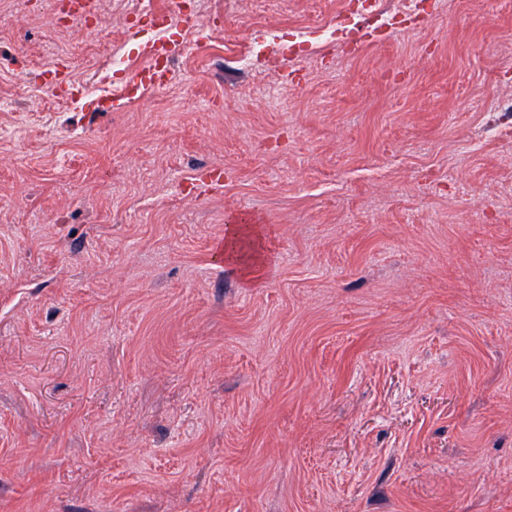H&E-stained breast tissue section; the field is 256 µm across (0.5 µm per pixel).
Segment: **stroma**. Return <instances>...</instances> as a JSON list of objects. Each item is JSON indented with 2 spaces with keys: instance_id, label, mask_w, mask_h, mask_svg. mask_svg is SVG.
Returning a JSON list of instances; mask_svg holds the SVG:
<instances>
[{
  "instance_id": "1",
  "label": "stroma",
  "mask_w": 512,
  "mask_h": 512,
  "mask_svg": "<svg viewBox=\"0 0 512 512\" xmlns=\"http://www.w3.org/2000/svg\"><path fill=\"white\" fill-rule=\"evenodd\" d=\"M126 2L0 0V512H512V0H208L98 111ZM202 0H186V2L182 6V2H180V13L182 16V26H175L171 23V21L165 15L161 14L160 18L162 20L161 24L156 25L157 31L166 32L168 27L175 26L176 28H181L183 31L182 41L184 36L188 33L192 32L196 29L198 24H193L198 22L201 18L204 17V12L202 9ZM181 41V42H182ZM157 42H161L164 44V51L157 56L161 65H164L168 68H172L174 65V61L179 54V44L181 42L174 41L171 39H164V36L158 34ZM149 60L150 65L148 67L136 70L129 76L125 90L129 86H163L166 84V82L169 81V75L166 72H159L158 70H154L153 64L151 63L153 60V55L150 56ZM246 237L251 242V251L247 258L242 259L238 253V242ZM224 263L236 266L244 281L252 284L261 278L267 267L268 247L260 224L253 223L247 216L232 224H227L224 234V245L221 248Z\"/></svg>"
}]
</instances>
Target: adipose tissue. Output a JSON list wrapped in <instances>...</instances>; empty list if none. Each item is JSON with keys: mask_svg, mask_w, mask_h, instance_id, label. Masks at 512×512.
<instances>
[{"mask_svg": "<svg viewBox=\"0 0 512 512\" xmlns=\"http://www.w3.org/2000/svg\"><path fill=\"white\" fill-rule=\"evenodd\" d=\"M221 256L225 264L240 270L246 283L260 279L268 258L267 241L260 224L243 216L227 225Z\"/></svg>", "mask_w": 512, "mask_h": 512, "instance_id": "obj_1", "label": "adipose tissue"}]
</instances>
